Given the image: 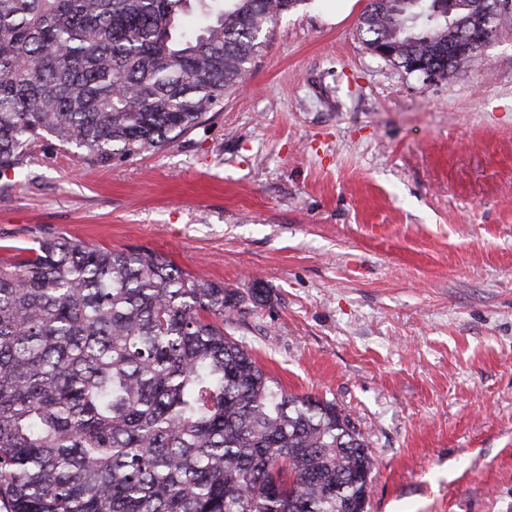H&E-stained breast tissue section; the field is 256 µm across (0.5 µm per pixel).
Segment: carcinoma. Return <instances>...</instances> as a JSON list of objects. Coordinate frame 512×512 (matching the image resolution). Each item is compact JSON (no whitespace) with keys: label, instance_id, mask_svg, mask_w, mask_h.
Listing matches in <instances>:
<instances>
[{"label":"carcinoma","instance_id":"1","mask_svg":"<svg viewBox=\"0 0 512 512\" xmlns=\"http://www.w3.org/2000/svg\"><path fill=\"white\" fill-rule=\"evenodd\" d=\"M303 0H0V174L39 142L107 164L205 123ZM359 32L448 79L447 0H369ZM242 302L149 247L64 235L0 260L6 512H349L375 458L336 404L224 332Z\"/></svg>","mask_w":512,"mask_h":512}]
</instances>
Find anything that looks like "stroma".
Here are the masks:
<instances>
[{
    "instance_id": "1",
    "label": "stroma",
    "mask_w": 512,
    "mask_h": 512,
    "mask_svg": "<svg viewBox=\"0 0 512 512\" xmlns=\"http://www.w3.org/2000/svg\"><path fill=\"white\" fill-rule=\"evenodd\" d=\"M336 2L284 14L156 152L98 167L43 140L0 176V246H144L223 282L226 330L365 437L367 512H512V15L426 81L366 47L369 0Z\"/></svg>"
}]
</instances>
